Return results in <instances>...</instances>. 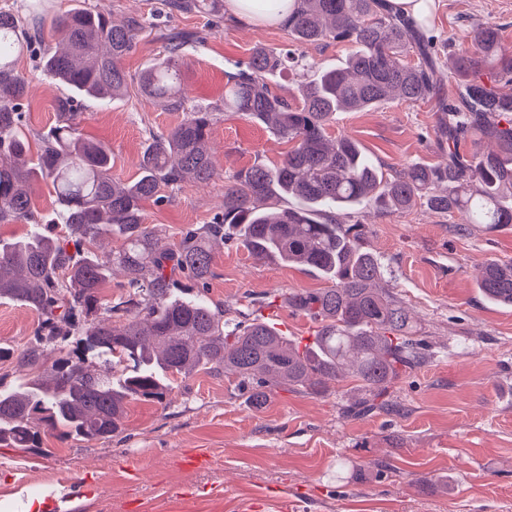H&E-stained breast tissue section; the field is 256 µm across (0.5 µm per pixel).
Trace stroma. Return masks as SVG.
<instances>
[{"mask_svg":"<svg viewBox=\"0 0 512 512\" xmlns=\"http://www.w3.org/2000/svg\"><path fill=\"white\" fill-rule=\"evenodd\" d=\"M84 5L115 22L148 25L123 66L124 96L83 99L84 134L112 148V174L137 175L149 133L182 115L146 101L136 77L165 52L164 33L185 30V81L202 106L221 104L236 62L254 49L282 48L285 26L252 25L227 13L169 12L164 0H45V15ZM495 25L512 49V0H435L430 29L445 71L470 46L475 23ZM29 84L24 131L29 139L58 120L66 89L42 74L37 57L19 58ZM433 103L393 101L368 112H340L334 133L356 140L393 175L414 163L438 164ZM210 143L217 176L162 188L143 204L161 245L223 210L224 183L260 159L278 161L287 146L264 126L221 113ZM363 246L384 264L378 287L401 300L421 329L427 359L392 385V410L361 419L344 415L363 390L354 380L323 395L278 389L251 406L236 376L201 370L177 377L165 403L130 404L124 427L108 440L63 443L44 451L0 446V512H512V306L485 300L476 286L488 260L512 261V224L491 228L443 217L419 205L387 213L357 208ZM206 296L231 322L270 318L304 341L315 327L283 297L326 282L312 270L257 260L234 242L213 252ZM26 306L0 300V346L25 350L38 324Z\"/></svg>","mask_w":512,"mask_h":512,"instance_id":"stroma-1","label":"stroma"}]
</instances>
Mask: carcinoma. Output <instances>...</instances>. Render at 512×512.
<instances>
[{
  "label": "carcinoma",
  "instance_id": "cac0c4a2",
  "mask_svg": "<svg viewBox=\"0 0 512 512\" xmlns=\"http://www.w3.org/2000/svg\"><path fill=\"white\" fill-rule=\"evenodd\" d=\"M166 2L172 12L223 7V0ZM287 27L294 43L349 40L355 49L343 65L319 67L290 48H257L228 76L222 109L192 103L182 72L192 35L169 34L164 56L141 71L139 89L183 118L151 136L138 156V177L122 182L112 177L111 147L83 138L74 97L106 102L125 92L122 62L145 25L114 24L82 6L52 18L58 42L45 46L39 68L68 94L58 103V123L40 136L34 163L22 134L28 89L16 63L43 41L44 18L0 11V223L33 219L32 183L40 177L68 229L63 238H0V298L41 317L36 345L21 360L38 370L44 350L62 353L43 373L0 387V445L37 451L50 431L66 441L110 439L130 402H164L169 378L196 368L236 375L257 409L275 388L319 394L352 377L366 398L345 412L360 416L386 408L394 381L425 362L406 307L376 288L382 265L363 249L364 226L340 216L364 203L390 213L420 203L442 216L465 213L472 224H512V203L505 202L512 195V94L483 78L512 83V51L495 26H473L471 47L454 60L459 105L440 104L437 137L448 146L446 162L413 164L388 177L355 140L330 129L338 112L440 99L445 70L434 36L388 0H297ZM288 70L301 78L294 105L269 84ZM221 110L268 126L288 151L276 163L256 160L233 174L224 184V214L163 249L144 223L142 202L164 186L217 175L209 139ZM485 140L496 147L480 149ZM291 197L300 205H286ZM102 237L118 239L119 247L101 257L82 250ZM231 239L255 259L305 266L331 282L288 296V306L320 324L312 341L303 345L258 319L224 330V312L205 288L214 246ZM116 267L129 292L114 302L103 289ZM477 287L489 300L512 305V262L485 264Z\"/></svg>",
  "mask_w": 512,
  "mask_h": 512
}]
</instances>
